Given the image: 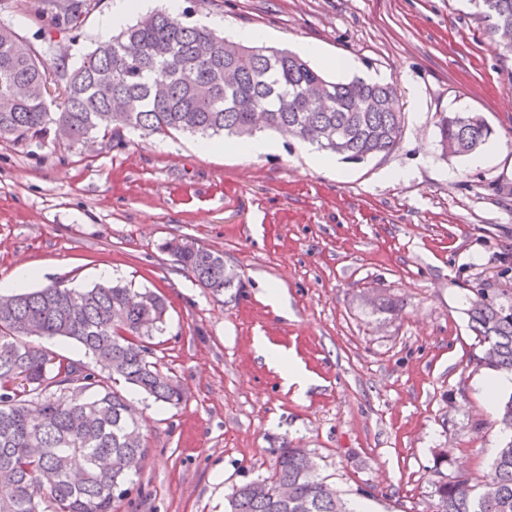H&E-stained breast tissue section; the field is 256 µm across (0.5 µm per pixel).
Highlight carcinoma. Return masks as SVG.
<instances>
[{"label":"carcinoma","instance_id":"1","mask_svg":"<svg viewBox=\"0 0 512 512\" xmlns=\"http://www.w3.org/2000/svg\"><path fill=\"white\" fill-rule=\"evenodd\" d=\"M491 33L512 52V0H472ZM73 22L86 0H41ZM20 36L0 26V138L39 141L61 128L76 144L99 136L226 135L245 141L259 132H288L321 151L360 161L392 152L402 115L390 83L356 77L336 81L286 49L224 39L165 12H152L100 42L79 66L62 74L58 111L46 103L49 71L35 51H19ZM160 71L164 79L153 74ZM439 145L459 156L480 150L492 129L474 112L441 115ZM160 249L175 257L215 295L237 287L219 251L170 239ZM470 327L484 344L477 365L512 373V289L481 281L470 289ZM102 282L69 288L54 282L11 296L0 315V512H112L141 469L144 443L128 413L124 385L156 402L182 399L180 386L151 361V340L163 331L167 305L159 295ZM36 320L45 337L74 341L94 367L58 358L28 340ZM68 389L57 401L50 389ZM497 420L512 430V395L494 401ZM304 448L285 446L274 470L232 490L227 512H355L335 486L309 468ZM293 496L281 502L276 488ZM429 512H512V439L504 442L488 479L475 489L461 472L433 483Z\"/></svg>","mask_w":512,"mask_h":512}]
</instances>
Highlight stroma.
I'll list each match as a JSON object with an SVG mask.
<instances>
[{
  "label": "stroma",
  "instance_id": "stroma-1",
  "mask_svg": "<svg viewBox=\"0 0 512 512\" xmlns=\"http://www.w3.org/2000/svg\"><path fill=\"white\" fill-rule=\"evenodd\" d=\"M117 0H89L67 22L37 0H0V25L40 54L50 109L109 32ZM190 25L218 20L300 52L336 80L394 84L404 115L389 155L314 167L313 146L281 137L246 156L226 139L143 138L86 148L47 135L0 138V282L24 263L28 288L116 280L168 304L153 338L179 404L139 399L148 454L112 512H224L233 486L273 471L284 445L309 449L327 481L367 512H428L433 483L463 467L481 482L505 435L481 390L490 370L470 328L469 289L512 288V53L468 0H183ZM353 58L357 66L338 69ZM443 112L480 113L493 130L480 166L445 157ZM186 238L223 252L243 286L216 297L158 245ZM284 294L267 303V290ZM390 299L389 315L367 298ZM283 346L312 378L286 386L255 337Z\"/></svg>",
  "mask_w": 512,
  "mask_h": 512
}]
</instances>
